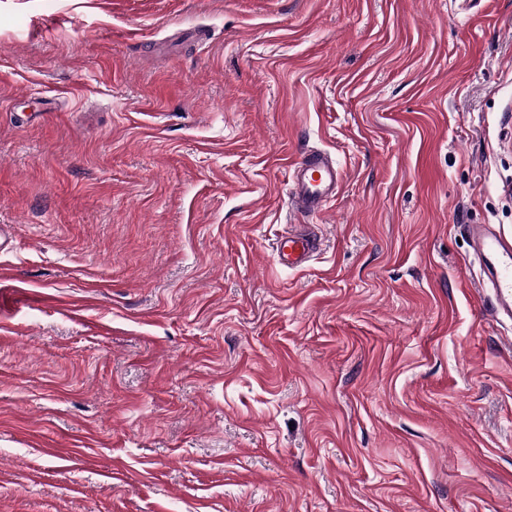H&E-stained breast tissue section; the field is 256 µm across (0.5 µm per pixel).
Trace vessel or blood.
<instances>
[{"instance_id":"obj_1","label":"vessel or blood","mask_w":512,"mask_h":512,"mask_svg":"<svg viewBox=\"0 0 512 512\" xmlns=\"http://www.w3.org/2000/svg\"><path fill=\"white\" fill-rule=\"evenodd\" d=\"M344 180L336 163L318 152H311L290 164L289 208L303 215L322 214L335 200ZM468 234L482 277L481 288L491 290L494 316L512 319V239L487 224H472ZM318 249L316 238L301 230L281 236L276 242L280 264L298 268L305 265Z\"/></svg>"}]
</instances>
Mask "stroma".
<instances>
[{"instance_id":"35a3bbf8","label":"stroma","mask_w":512,"mask_h":512,"mask_svg":"<svg viewBox=\"0 0 512 512\" xmlns=\"http://www.w3.org/2000/svg\"><path fill=\"white\" fill-rule=\"evenodd\" d=\"M509 185L512 0H0V512H512ZM344 173L336 163L319 152H310L290 164L289 206L303 215L322 214L336 199ZM468 234L482 277L481 288H490L494 316L512 319V239L504 237L488 224L468 225ZM317 249V239L297 229L281 236L276 242L278 261L288 268H299L305 265Z\"/></svg>"}]
</instances>
